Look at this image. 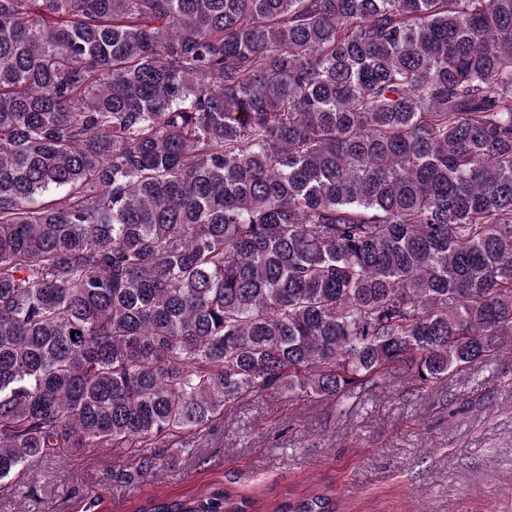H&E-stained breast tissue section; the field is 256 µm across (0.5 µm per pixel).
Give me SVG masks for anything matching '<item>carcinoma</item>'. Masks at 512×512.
<instances>
[{"label":"carcinoma","instance_id":"carcinoma-1","mask_svg":"<svg viewBox=\"0 0 512 512\" xmlns=\"http://www.w3.org/2000/svg\"><path fill=\"white\" fill-rule=\"evenodd\" d=\"M504 353L512 0H0V492Z\"/></svg>","mask_w":512,"mask_h":512}]
</instances>
